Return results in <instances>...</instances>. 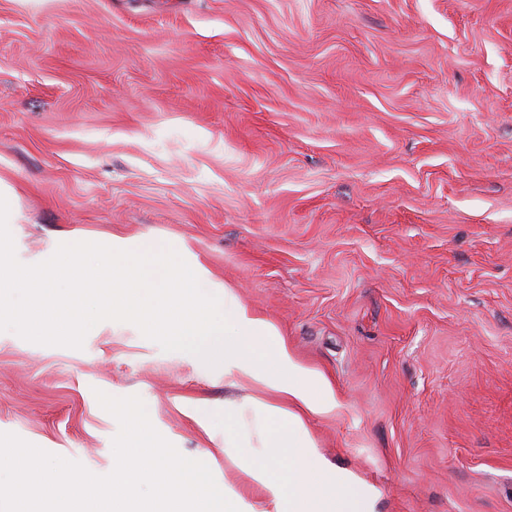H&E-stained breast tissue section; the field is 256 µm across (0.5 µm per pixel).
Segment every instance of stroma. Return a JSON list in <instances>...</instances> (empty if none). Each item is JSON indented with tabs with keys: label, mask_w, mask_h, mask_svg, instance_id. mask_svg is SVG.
<instances>
[{
	"label": "stroma",
	"mask_w": 512,
	"mask_h": 512,
	"mask_svg": "<svg viewBox=\"0 0 512 512\" xmlns=\"http://www.w3.org/2000/svg\"><path fill=\"white\" fill-rule=\"evenodd\" d=\"M0 224L183 240L322 372L316 449L375 512H512V0H0ZM126 319L66 338L0 319V455L110 481L149 413L242 488L182 411L267 398Z\"/></svg>",
	"instance_id": "stroma-1"
}]
</instances>
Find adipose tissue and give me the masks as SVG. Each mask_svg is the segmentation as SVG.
<instances>
[{
	"mask_svg": "<svg viewBox=\"0 0 512 512\" xmlns=\"http://www.w3.org/2000/svg\"><path fill=\"white\" fill-rule=\"evenodd\" d=\"M12 245L0 237V316L24 330L88 327L102 318L125 317L141 335L158 336L179 355L219 363L228 378L244 377L276 395L272 402L245 401L217 412L191 414L223 434L226 454L245 461L261 500L218 494L198 475V462L172 455L150 434L148 416L125 408L127 430L113 448L114 480L122 498L135 499L139 479L165 489L169 512H374L375 493L331 466L317 452L304 413L336 408L326 378L298 363L280 330L255 314L228 285L187 255L183 242L113 238L89 252L70 237L36 264L17 268ZM85 293L99 302L84 310Z\"/></svg>",
	"mask_w": 512,
	"mask_h": 512,
	"instance_id": "obj_1",
	"label": "adipose tissue"
}]
</instances>
